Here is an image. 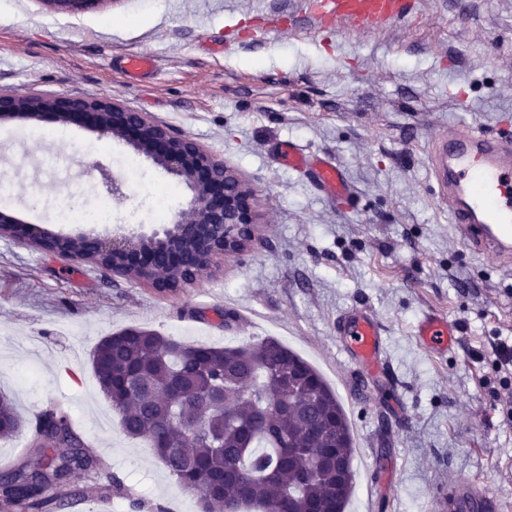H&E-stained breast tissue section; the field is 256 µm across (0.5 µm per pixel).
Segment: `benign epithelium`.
<instances>
[{"instance_id": "benign-epithelium-1", "label": "benign epithelium", "mask_w": 512, "mask_h": 512, "mask_svg": "<svg viewBox=\"0 0 512 512\" xmlns=\"http://www.w3.org/2000/svg\"><path fill=\"white\" fill-rule=\"evenodd\" d=\"M43 2L75 14L104 0ZM47 114L61 124L82 117L98 136L125 141L190 190L189 207L169 224L112 236L55 234L25 228L17 219L0 214V235L21 237L47 252L72 258L77 254L70 242L79 240L84 243L85 258L121 275L149 274L148 282L160 291L175 290L169 282L161 281V274L177 272L194 282L201 276L196 262L205 259L211 268L224 257L243 252L253 241L258 223L253 191L232 167L215 159L193 139L110 99L0 93V118L38 120Z\"/></svg>"}]
</instances>
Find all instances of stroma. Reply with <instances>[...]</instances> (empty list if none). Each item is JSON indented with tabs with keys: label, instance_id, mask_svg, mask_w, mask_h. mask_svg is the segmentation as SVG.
I'll return each instance as SVG.
<instances>
[{
	"label": "stroma",
	"instance_id": "obj_1",
	"mask_svg": "<svg viewBox=\"0 0 512 512\" xmlns=\"http://www.w3.org/2000/svg\"><path fill=\"white\" fill-rule=\"evenodd\" d=\"M130 54L153 59L139 76ZM112 98L194 139L255 192L259 230L243 253L193 284L159 291L88 260L0 237V391L24 423L0 440V465L24 455L37 412L55 404L133 502L173 499L177 485L142 439L125 437L91 358L111 333L153 330L184 344L239 346L272 337L335 391L355 448L348 512H430L437 487L512 490V267L455 234L430 168L448 130L512 127V0H412L374 30L318 27L305 0H103L79 14L41 0H0V92ZM104 142L86 156L83 148ZM332 159L351 188L339 209L282 143ZM125 142L82 123L0 119V211L49 232L66 196L93 208L100 169L120 176ZM47 157L68 166L60 178ZM98 233L150 225L145 190L188 193L147 159ZM366 305L386 364L369 375L339 347L337 320ZM427 313L455 328L437 355L416 343Z\"/></svg>",
	"mask_w": 512,
	"mask_h": 512
}]
</instances>
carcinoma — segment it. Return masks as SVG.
<instances>
[{
	"label": "carcinoma",
	"mask_w": 512,
	"mask_h": 512,
	"mask_svg": "<svg viewBox=\"0 0 512 512\" xmlns=\"http://www.w3.org/2000/svg\"><path fill=\"white\" fill-rule=\"evenodd\" d=\"M91 363L121 432L146 440L202 512H299L306 503L315 512L345 510L355 484L349 423L322 377L279 341L178 346L154 331L126 329L102 338ZM174 381L193 399H175ZM283 398L286 415L270 408ZM20 423L1 396L0 438ZM30 450L39 466L23 456L0 474L5 512H58L73 496L123 492L103 479L104 461L57 405L37 416ZM92 465L99 474L73 493L66 482Z\"/></svg>",
	"instance_id": "obj_1"
}]
</instances>
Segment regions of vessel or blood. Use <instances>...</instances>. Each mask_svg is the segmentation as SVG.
<instances>
[{
	"label": "vessel or blood",
	"mask_w": 512,
	"mask_h": 512,
	"mask_svg": "<svg viewBox=\"0 0 512 512\" xmlns=\"http://www.w3.org/2000/svg\"><path fill=\"white\" fill-rule=\"evenodd\" d=\"M404 0H313L311 12L318 25L348 23L360 28H377L400 17ZM282 156L295 170H309L321 189L344 202L349 189L340 169L329 160H310L292 144H284ZM434 174L454 231L479 253L495 256L504 266L512 265V135L495 136L481 131H452L439 139L432 159ZM342 351L368 371L381 360V332L372 314L354 308L343 316L338 329ZM453 329L439 315L424 317L417 325L415 339L429 351L450 350ZM477 512H512V496L492 494L476 487L468 493L438 495L434 512L466 507Z\"/></svg>",
	"instance_id": "vessel-or-blood-1"
}]
</instances>
